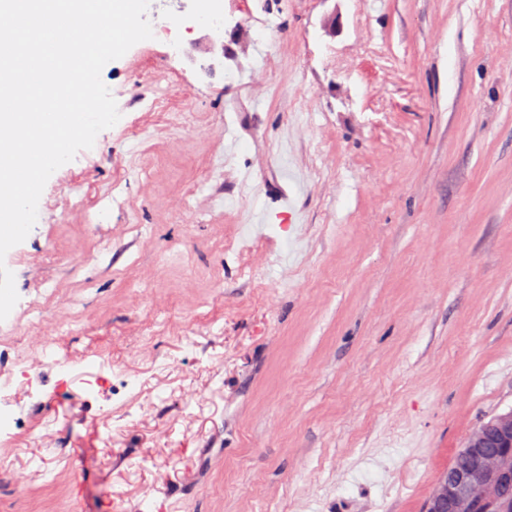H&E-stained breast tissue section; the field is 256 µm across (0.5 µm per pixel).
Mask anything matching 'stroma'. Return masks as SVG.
I'll return each instance as SVG.
<instances>
[{"instance_id":"obj_1","label":"stroma","mask_w":512,"mask_h":512,"mask_svg":"<svg viewBox=\"0 0 512 512\" xmlns=\"http://www.w3.org/2000/svg\"><path fill=\"white\" fill-rule=\"evenodd\" d=\"M220 9L150 0L118 122L1 260L0 349L52 368L0 512H421L512 408V0Z\"/></svg>"}]
</instances>
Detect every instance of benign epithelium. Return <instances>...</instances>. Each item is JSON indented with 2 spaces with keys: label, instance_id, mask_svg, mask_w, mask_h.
Masks as SVG:
<instances>
[{
  "label": "benign epithelium",
  "instance_id": "1",
  "mask_svg": "<svg viewBox=\"0 0 512 512\" xmlns=\"http://www.w3.org/2000/svg\"><path fill=\"white\" fill-rule=\"evenodd\" d=\"M512 498V408L475 427L440 473L422 512H494Z\"/></svg>",
  "mask_w": 512,
  "mask_h": 512
}]
</instances>
